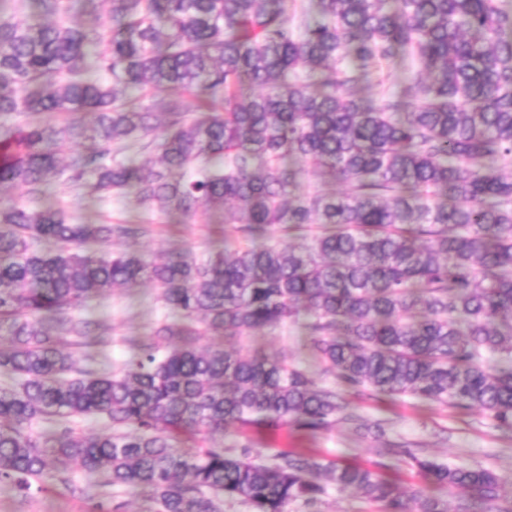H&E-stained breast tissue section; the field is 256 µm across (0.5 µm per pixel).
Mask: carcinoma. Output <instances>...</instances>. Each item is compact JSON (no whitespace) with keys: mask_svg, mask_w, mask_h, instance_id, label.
I'll return each instance as SVG.
<instances>
[{"mask_svg":"<svg viewBox=\"0 0 512 512\" xmlns=\"http://www.w3.org/2000/svg\"><path fill=\"white\" fill-rule=\"evenodd\" d=\"M0 9V116L67 112L0 132V483L57 482L90 512H252L354 489L382 512H512L488 468L385 454L426 477L408 493L373 467L214 436L238 426L328 429L346 405L308 369L199 346L306 312L311 358L344 386L478 409L512 431V6L505 0H67ZM411 63L399 95L358 87ZM177 97L157 102L150 90ZM261 92L245 95L247 88ZM77 141L82 151L59 164ZM311 165L346 191H300ZM65 186L144 208L224 214L249 240L197 258L135 249L148 224H72ZM320 230L280 248L269 235ZM148 282L169 310L94 366L112 325L88 301ZM95 418L99 431L80 421ZM89 478L75 483L69 462ZM458 503L448 506V496Z\"/></svg>","mask_w":512,"mask_h":512,"instance_id":"cac0c4a2","label":"carcinoma"}]
</instances>
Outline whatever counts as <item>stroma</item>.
<instances>
[{
	"instance_id": "1",
	"label": "stroma",
	"mask_w": 512,
	"mask_h": 512,
	"mask_svg": "<svg viewBox=\"0 0 512 512\" xmlns=\"http://www.w3.org/2000/svg\"><path fill=\"white\" fill-rule=\"evenodd\" d=\"M52 203L63 208L71 222L82 224L117 223L138 220L150 224L151 234L142 239L140 247L150 255L189 250L204 257L222 246L226 230L220 214L198 210L190 217L168 216L139 207L124 197L103 201L84 196L81 190L56 189ZM87 310L106 318L116 329L106 362L120 363L130 354L124 339L150 333L167 310L159 292L142 284L117 291L105 299L89 301ZM306 317L267 328L244 339L247 350H259L273 356L288 354L301 365L309 363L310 338L306 333ZM348 419L337 421L329 430L312 434L288 427L272 436L256 428H231L225 432V447L233 452L248 448L251 456L267 458L276 451L288 450L317 454L349 464L371 466L386 463V477L408 488L424 486L425 480L416 470L399 461H386L384 448L389 442H404L419 453L439 462L463 466L485 467L499 477L502 491L512 497V432L498 428L484 412H459L429 405L412 397L389 399L370 393L342 391ZM380 425L384 437L357 434L356 424ZM377 504L353 491L330 490L316 504L300 501L289 503L286 512H378ZM0 512H87L85 504L46 480L44 491L22 499L10 484L0 485Z\"/></svg>"
}]
</instances>
